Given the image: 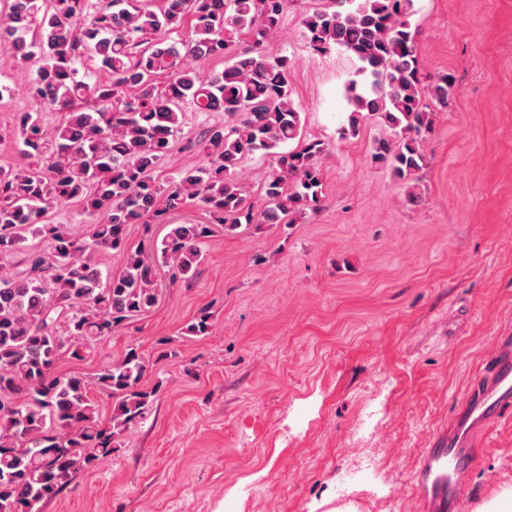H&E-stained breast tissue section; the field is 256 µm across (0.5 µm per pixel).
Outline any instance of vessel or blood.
Wrapping results in <instances>:
<instances>
[{"label":"vessel or blood","instance_id":"obj_1","mask_svg":"<svg viewBox=\"0 0 512 512\" xmlns=\"http://www.w3.org/2000/svg\"><path fill=\"white\" fill-rule=\"evenodd\" d=\"M512 416V336L499 337L455 419L427 441L414 474L421 512H460L473 495L469 478L474 455L464 441L466 425L482 426Z\"/></svg>","mask_w":512,"mask_h":512}]
</instances>
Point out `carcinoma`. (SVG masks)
<instances>
[{
    "label": "carcinoma",
    "mask_w": 512,
    "mask_h": 512,
    "mask_svg": "<svg viewBox=\"0 0 512 512\" xmlns=\"http://www.w3.org/2000/svg\"><path fill=\"white\" fill-rule=\"evenodd\" d=\"M287 6L288 0H161L151 10L140 0H107L103 7L12 0L0 15V56L21 68L38 64L29 87L35 107L17 113L14 131L27 163L0 166V258L27 251L24 269L0 266V512H41L80 469L109 454L153 402L156 390L140 387L145 364L135 347L90 379L55 372L64 357H82L157 304L154 268L127 248L130 225L160 221L189 201L205 205L228 231L243 223L291 224L318 209L320 142L279 155L257 202L241 177L249 156L300 135L288 58L264 49ZM410 9L411 0H332L304 18L303 37L316 52L339 47L356 56L364 81L349 87L350 131L365 114L392 130V138L374 143L371 163L391 168L406 200L418 203L422 138L434 124L427 101L447 105L454 78L423 84ZM187 15L195 20L192 36L175 42L171 34ZM242 36L249 44L239 48ZM89 54L108 80L80 73ZM186 57L222 59L224 70L201 80ZM185 101L203 114L222 112L224 120L210 124L197 143L205 163L161 179ZM54 110L65 116L49 138L43 116ZM63 203L94 217L88 236L50 222V211ZM168 228L156 262L171 284L191 282L211 225ZM30 238L48 250L26 245ZM108 250L125 254L116 273H103L96 260ZM211 329L205 309L188 326L193 336ZM93 386L112 397L107 427L99 423Z\"/></svg>",
    "instance_id": "obj_1"
}]
</instances>
